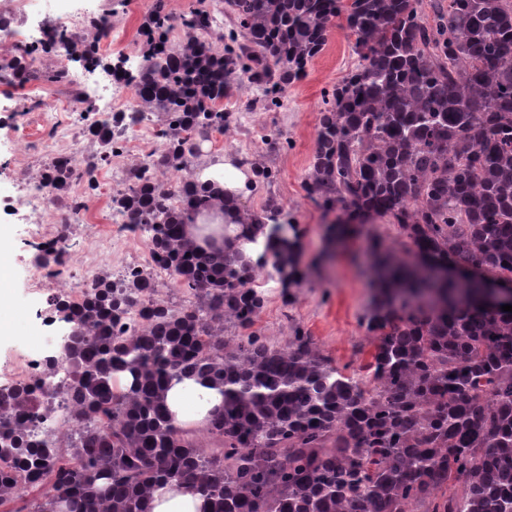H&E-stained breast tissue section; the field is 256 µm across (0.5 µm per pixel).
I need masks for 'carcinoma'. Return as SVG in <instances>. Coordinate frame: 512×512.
Listing matches in <instances>:
<instances>
[{"instance_id":"1","label":"carcinoma","mask_w":512,"mask_h":512,"mask_svg":"<svg viewBox=\"0 0 512 512\" xmlns=\"http://www.w3.org/2000/svg\"><path fill=\"white\" fill-rule=\"evenodd\" d=\"M233 27H219L214 0L172 19L156 7L141 27L153 47L125 70L139 109L156 114L158 154L134 168L130 194L112 209L138 224L143 241L187 295L162 297L150 274L121 289L101 281L89 301L59 300L66 347L46 359L68 373L70 429L40 444L23 420L40 417L30 393L0 388V444L15 461L0 469V512H147L161 484L205 497L210 512H512V312L481 304L485 283L512 282V0H225ZM345 16L358 65L323 92L306 197L344 210L332 233L348 237L363 218H386L420 257L450 262L446 281L420 274L370 246L377 296L363 316L374 351L360 369L339 367L296 325L283 346L254 325L265 297L239 251H204L184 218L211 203L194 159L224 128L225 77L241 71L280 104ZM99 33L75 44L100 63ZM69 43L56 34L28 46V62ZM254 184L277 174L253 157ZM179 173L182 196L161 175ZM54 183L75 166L54 161ZM240 238H266L262 265L283 288L305 278L300 240L271 200L260 212L234 198ZM147 322L129 332L136 307ZM234 335H224V324ZM121 373L133 377L116 388ZM196 377L224 388V410L207 454L174 424L166 383Z\"/></svg>"}]
</instances>
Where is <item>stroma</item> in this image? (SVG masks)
I'll return each mask as SVG.
<instances>
[{"instance_id":"obj_1","label":"stroma","mask_w":512,"mask_h":512,"mask_svg":"<svg viewBox=\"0 0 512 512\" xmlns=\"http://www.w3.org/2000/svg\"><path fill=\"white\" fill-rule=\"evenodd\" d=\"M101 14L112 24L124 28L122 43L101 42L100 65L93 78L103 81L111 69L136 67L143 57L138 31L156 6H164L180 18L190 0H97ZM346 21L336 18L328 27L323 50L308 62L303 76L288 88L282 108L268 110L260 104L261 92L247 76L231 81L226 92L241 107L236 121L226 136L215 144L204 145L205 155L227 154L235 161L245 155L259 154L278 173L272 185L248 191L241 204L261 210L268 198H276L288 223L300 234V263L311 270L309 277L293 288L291 304H284L276 277L268 271L256 274L265 295V307L257 322L267 338L285 344L293 324H301L317 341L323 353L339 365L358 368L370 359L372 347L361 323L372 290L369 285L371 258L366 252L368 232H377L384 247L401 257H408L410 243L399 236L396 226L384 221L360 227L357 234L330 240L328 226L321 212L306 198L302 188L304 176L312 160L322 104V91L338 83L357 61L346 36ZM24 46L15 42L0 44V186L38 176L50 161L45 149H31L27 135L34 132L40 119V107L29 102L19 105L7 85L17 58ZM283 131L291 141L281 149L266 140L267 132ZM0 230L7 242L0 252V284L8 292L11 311L19 327L0 334V385L12 377V370L23 357L40 352L55 354L57 342L66 325L61 321L43 322L40 312L47 305L48 291L36 287L34 274L38 253L36 240L21 214L0 208ZM74 263H81L93 247H100L102 268L135 259L134 251L114 247L112 227L102 224L91 230L74 225L70 238Z\"/></svg>"}]
</instances>
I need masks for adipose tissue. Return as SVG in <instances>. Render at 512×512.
<instances>
[{
  "label": "adipose tissue",
  "instance_id": "obj_1",
  "mask_svg": "<svg viewBox=\"0 0 512 512\" xmlns=\"http://www.w3.org/2000/svg\"><path fill=\"white\" fill-rule=\"evenodd\" d=\"M250 172L233 163L230 157L217 155L206 158L197 169L195 178L212 184L215 191L236 196L245 191ZM189 239L202 248H223L234 242L238 226L221 207H214L187 217ZM164 403L175 424L188 430H203L221 411L224 390L207 387L193 379L171 381L164 391ZM149 512H208L206 500L184 487L167 484L156 488L148 503Z\"/></svg>",
  "mask_w": 512,
  "mask_h": 512
}]
</instances>
